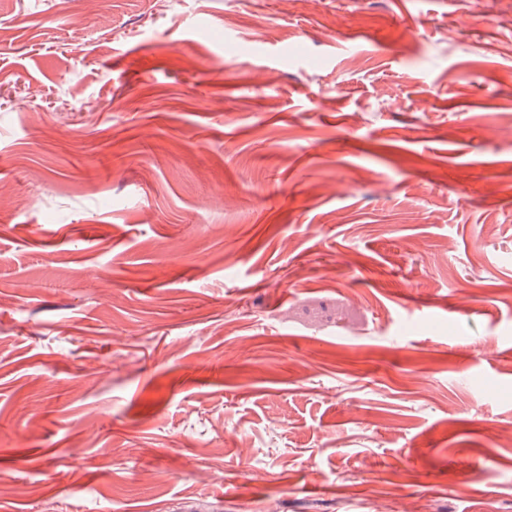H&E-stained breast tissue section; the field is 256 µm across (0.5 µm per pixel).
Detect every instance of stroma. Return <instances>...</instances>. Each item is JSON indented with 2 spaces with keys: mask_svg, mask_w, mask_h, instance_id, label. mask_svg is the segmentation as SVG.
Instances as JSON below:
<instances>
[{
  "mask_svg": "<svg viewBox=\"0 0 512 512\" xmlns=\"http://www.w3.org/2000/svg\"><path fill=\"white\" fill-rule=\"evenodd\" d=\"M512 0H0V512H512Z\"/></svg>",
  "mask_w": 512,
  "mask_h": 512,
  "instance_id": "1",
  "label": "stroma"
}]
</instances>
